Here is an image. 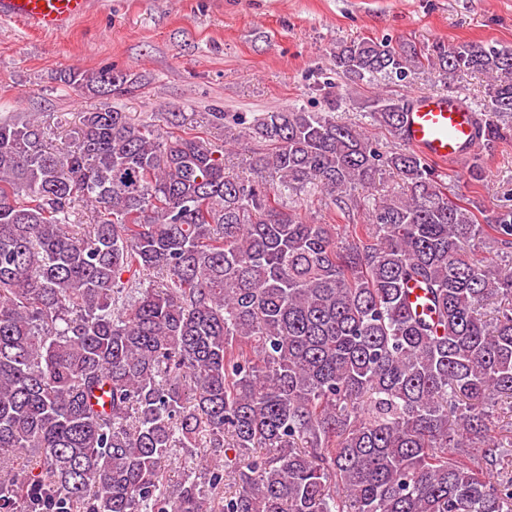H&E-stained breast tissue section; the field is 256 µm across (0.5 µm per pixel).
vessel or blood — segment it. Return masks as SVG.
<instances>
[{
  "label": "vessel or blood",
  "instance_id": "obj_1",
  "mask_svg": "<svg viewBox=\"0 0 512 512\" xmlns=\"http://www.w3.org/2000/svg\"><path fill=\"white\" fill-rule=\"evenodd\" d=\"M89 9V0H0V18L51 33L65 31ZM405 143L427 159L453 163L480 147L476 113L455 94L410 97Z\"/></svg>",
  "mask_w": 512,
  "mask_h": 512
}]
</instances>
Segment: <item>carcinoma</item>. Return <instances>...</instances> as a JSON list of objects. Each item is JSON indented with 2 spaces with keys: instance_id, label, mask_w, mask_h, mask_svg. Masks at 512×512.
<instances>
[{
  "instance_id": "cac0c4a2",
  "label": "carcinoma",
  "mask_w": 512,
  "mask_h": 512,
  "mask_svg": "<svg viewBox=\"0 0 512 512\" xmlns=\"http://www.w3.org/2000/svg\"><path fill=\"white\" fill-rule=\"evenodd\" d=\"M332 62L480 73L481 148L512 138V47L364 38ZM59 81L102 98L61 147L0 120V512H512V264L489 257L512 208L328 112L206 113L264 145L228 175L182 114L112 107L132 75ZM362 108L401 140L406 99ZM385 174L400 191L355 197ZM317 191L363 223L303 217ZM178 450L206 481L169 485Z\"/></svg>"
}]
</instances>
